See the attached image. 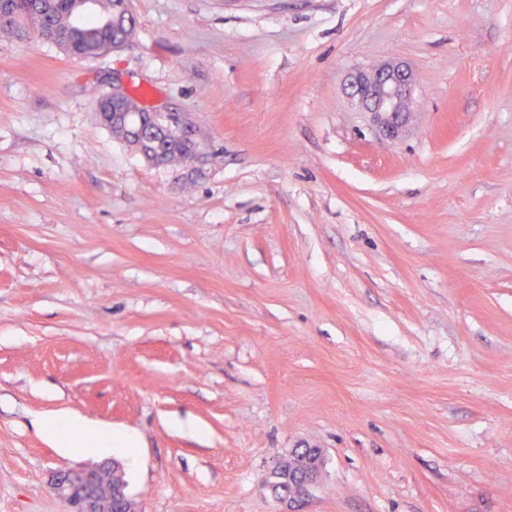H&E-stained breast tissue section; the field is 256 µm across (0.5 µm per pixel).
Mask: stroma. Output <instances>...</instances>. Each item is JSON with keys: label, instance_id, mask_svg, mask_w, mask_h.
I'll return each instance as SVG.
<instances>
[{"label": "stroma", "instance_id": "1", "mask_svg": "<svg viewBox=\"0 0 512 512\" xmlns=\"http://www.w3.org/2000/svg\"><path fill=\"white\" fill-rule=\"evenodd\" d=\"M128 5L100 58L0 36V512L101 463L60 409L136 435V512H512V0ZM388 60L395 141L346 89ZM116 74L207 160L100 125ZM312 455L314 456L313 462L310 468L303 477H300L297 481V485L294 487L291 498L302 497L306 495L309 489L317 482V479L321 472V460L323 459V450L320 448H310ZM309 460L310 456L308 452L304 450H294L288 457V460L284 462L283 470L275 477V489L281 490V488H288L289 493L292 490V485L288 481V477L292 476V481H295L296 477L307 467Z\"/></svg>", "mask_w": 512, "mask_h": 512}]
</instances>
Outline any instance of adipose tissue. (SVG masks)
<instances>
[{
    "instance_id": "adipose-tissue-1",
    "label": "adipose tissue",
    "mask_w": 512,
    "mask_h": 512,
    "mask_svg": "<svg viewBox=\"0 0 512 512\" xmlns=\"http://www.w3.org/2000/svg\"><path fill=\"white\" fill-rule=\"evenodd\" d=\"M43 435L63 450L88 447L98 454L131 456L137 437L125 431L97 428L76 413L62 409L39 419Z\"/></svg>"
}]
</instances>
